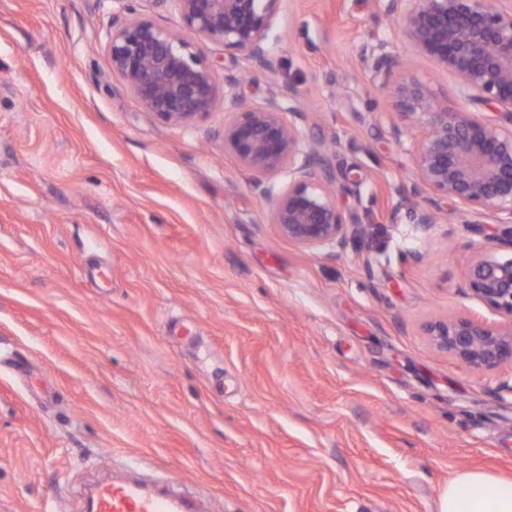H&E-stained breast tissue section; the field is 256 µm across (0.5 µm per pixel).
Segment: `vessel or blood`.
Here are the masks:
<instances>
[{
  "instance_id": "1",
  "label": "vessel or blood",
  "mask_w": 512,
  "mask_h": 512,
  "mask_svg": "<svg viewBox=\"0 0 512 512\" xmlns=\"http://www.w3.org/2000/svg\"><path fill=\"white\" fill-rule=\"evenodd\" d=\"M88 512H199L198 498L123 476L95 487Z\"/></svg>"
}]
</instances>
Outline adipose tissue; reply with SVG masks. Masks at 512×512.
Masks as SVG:
<instances>
[{
	"label": "adipose tissue",
	"instance_id": "1",
	"mask_svg": "<svg viewBox=\"0 0 512 512\" xmlns=\"http://www.w3.org/2000/svg\"><path fill=\"white\" fill-rule=\"evenodd\" d=\"M438 512H512V481L461 473L441 492Z\"/></svg>",
	"mask_w": 512,
	"mask_h": 512
}]
</instances>
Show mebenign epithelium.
<instances>
[{"mask_svg": "<svg viewBox=\"0 0 512 512\" xmlns=\"http://www.w3.org/2000/svg\"><path fill=\"white\" fill-rule=\"evenodd\" d=\"M184 27L197 37L236 50L251 65L271 71L268 48L277 0H176ZM406 39L460 80L462 97L491 103L501 121L467 108L450 109L412 77L392 78L377 67L381 85L403 120L419 129L411 191L397 189L400 206L424 234L450 214L460 224H489L485 245L466 262L465 287L501 318L495 325L455 317L430 322L437 349L475 370L512 367V0H387ZM108 52L112 75L125 81L145 109L181 126L206 116L216 103V61L196 43L138 16L112 18ZM291 87L261 101L239 93L224 97V147L252 175L251 184L272 203L273 224L308 250L336 248L367 235L337 202L333 173L312 170L322 143L305 139L303 109ZM288 173L277 189L273 179Z\"/></svg>", "mask_w": 512, "mask_h": 512, "instance_id": "obj_1", "label": "benign epithelium"}]
</instances>
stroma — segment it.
Masks as SVG:
<instances>
[{"label": "stroma", "mask_w": 512, "mask_h": 512, "mask_svg": "<svg viewBox=\"0 0 512 512\" xmlns=\"http://www.w3.org/2000/svg\"><path fill=\"white\" fill-rule=\"evenodd\" d=\"M385 7L278 0L276 68L240 89L293 86L304 135L335 142L313 168L368 228L339 256L278 233L223 106L172 126L113 76V16L179 33L174 0H0V512H86L133 467L208 512H438L458 472L512 480V369H469L424 331L497 322L464 286L484 235H426L400 209L417 130L394 135L379 55L465 101ZM198 47L237 90L247 62Z\"/></svg>", "instance_id": "stroma-1"}]
</instances>
